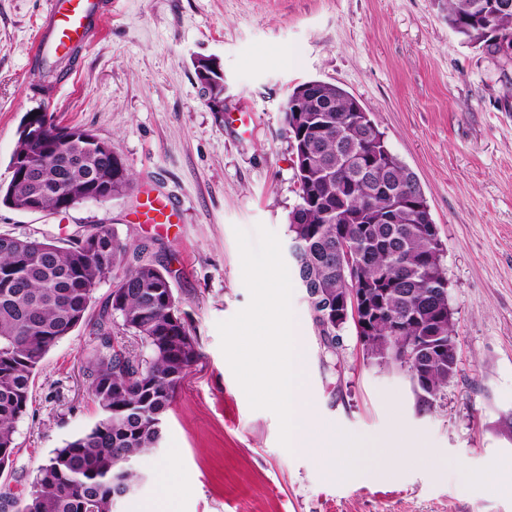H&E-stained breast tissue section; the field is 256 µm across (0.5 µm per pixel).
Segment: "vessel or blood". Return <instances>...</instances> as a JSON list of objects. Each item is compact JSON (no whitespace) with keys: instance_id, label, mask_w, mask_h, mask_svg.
<instances>
[{"instance_id":"b4317fda","label":"vessel or blood","mask_w":512,"mask_h":512,"mask_svg":"<svg viewBox=\"0 0 512 512\" xmlns=\"http://www.w3.org/2000/svg\"><path fill=\"white\" fill-rule=\"evenodd\" d=\"M108 10L107 0H46L35 52L66 55L91 45L97 21Z\"/></svg>"}]
</instances>
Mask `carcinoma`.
Listing matches in <instances>:
<instances>
[{
  "label": "carcinoma",
  "instance_id": "obj_1",
  "mask_svg": "<svg viewBox=\"0 0 512 512\" xmlns=\"http://www.w3.org/2000/svg\"><path fill=\"white\" fill-rule=\"evenodd\" d=\"M499 0H437L448 26L502 71L512 68V9ZM59 62L39 61L38 94L50 91ZM346 90L326 119L307 104L298 124L308 153H296L299 199L288 216L297 255L295 279L321 298L353 286L377 310L375 343L366 359L381 369L403 368L393 351L411 336L419 344L409 369L417 412L441 406L457 373V339L448 312V280L442 242L431 212L416 210L423 190L415 174L349 112ZM43 137H19L10 181L0 184V204L25 211L37 201L55 213L66 195L103 201L133 188L126 165L101 154L98 135L60 128L46 114ZM343 169V180L320 177ZM346 239L359 256L342 254ZM113 288L96 317L88 311L100 283ZM326 353L343 348L342 331L309 305ZM88 328L91 348L83 368L99 418L84 434L53 451L27 492L6 486L0 502L13 512H112L124 487L139 479L123 461L157 446L167 411L200 358L198 343L182 316L168 269L132 248L104 224L86 226L81 240L51 241L41 232L0 233V467L13 465L19 448L17 422L27 413L35 374L48 352L75 329Z\"/></svg>",
  "mask_w": 512,
  "mask_h": 512
}]
</instances>
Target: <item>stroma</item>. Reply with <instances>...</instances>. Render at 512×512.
I'll use <instances>...</instances> for the list:
<instances>
[{
  "instance_id": "obj_1",
  "label": "stroma",
  "mask_w": 512,
  "mask_h": 512,
  "mask_svg": "<svg viewBox=\"0 0 512 512\" xmlns=\"http://www.w3.org/2000/svg\"><path fill=\"white\" fill-rule=\"evenodd\" d=\"M43 8L0 0V183L11 178L23 116L42 110L110 141L134 188L62 214L0 206V231L63 239L104 224L148 245L171 271L201 353L159 444L135 463L140 481L112 512H145L169 462L185 489L177 512H512V434L501 425L512 412V70L463 42L433 0H112L95 42L41 96L31 90V43ZM200 57L224 72L223 107L198 80ZM310 80L354 96L416 174L454 310L457 374L441 407L419 414L407 377L370 365L354 327L340 354H324L305 292L294 288L306 394L321 420L365 441L369 478L338 479L332 460L281 446L277 417L251 409L217 330L249 302L235 228L261 224L289 242L299 184L283 107ZM149 194L172 200L178 223L146 222ZM90 341L81 327L46 355L0 487L34 476L53 449L94 425L83 376ZM398 428L430 460L377 473L371 446Z\"/></svg>"
}]
</instances>
